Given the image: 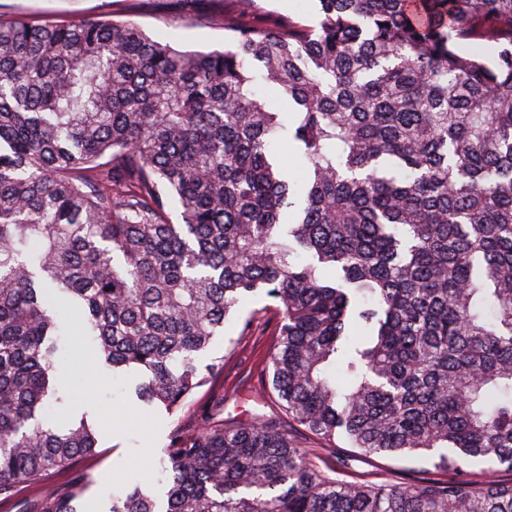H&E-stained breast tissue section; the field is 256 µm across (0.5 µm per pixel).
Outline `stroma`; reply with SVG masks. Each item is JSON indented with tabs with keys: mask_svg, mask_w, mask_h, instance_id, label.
<instances>
[{
	"mask_svg": "<svg viewBox=\"0 0 512 512\" xmlns=\"http://www.w3.org/2000/svg\"><path fill=\"white\" fill-rule=\"evenodd\" d=\"M231 8L230 0H0L2 15L56 24L118 15L182 51L222 47L227 36L224 13ZM268 303V298L259 295L241 304V317L252 321L251 333L241 335L234 322L225 325L223 336L211 350L212 356L223 358V372L197 390L188 411L173 416L160 409L144 410L133 393L131 376L116 378L103 367L88 370L83 359L88 338L65 337L64 383L71 388L72 398L59 408L57 420L66 423L87 416L96 430L97 452L81 458L71 470L50 473L40 484L20 485L11 502L0 504V512H35L43 489L63 491L78 478L86 482L84 512H107L112 488L151 478L173 431L191 428L198 414L215 401H223V417L231 421L244 422L255 413L280 414L269 391L267 364L277 319ZM297 439L316 449L321 468L341 481L408 485L436 474L428 460L367 457L343 441L330 443L302 433Z\"/></svg>",
	"mask_w": 512,
	"mask_h": 512,
	"instance_id": "35a3bbf8",
	"label": "stroma"
}]
</instances>
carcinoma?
I'll return each instance as SVG.
<instances>
[{"label": "carcinoma", "mask_w": 512, "mask_h": 512, "mask_svg": "<svg viewBox=\"0 0 512 512\" xmlns=\"http://www.w3.org/2000/svg\"><path fill=\"white\" fill-rule=\"evenodd\" d=\"M236 2L207 52L130 20L0 19V500L97 448L53 415L70 311L173 415L263 294L288 421L204 416L166 450L163 504L136 482L108 512H512V0H317L273 25ZM248 62L294 111L268 109ZM279 139L304 171L287 222ZM293 426L445 476L333 480Z\"/></svg>", "instance_id": "cac0c4a2"}]
</instances>
